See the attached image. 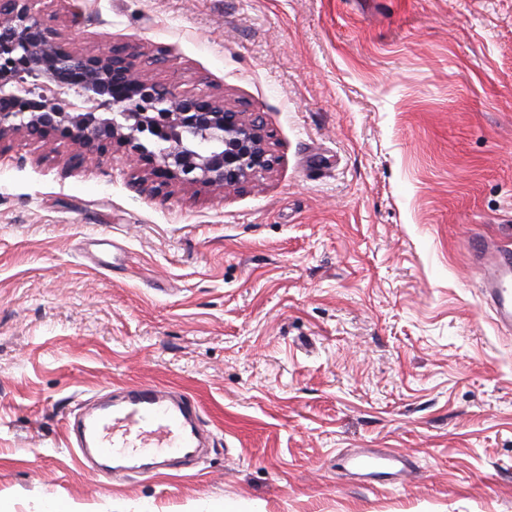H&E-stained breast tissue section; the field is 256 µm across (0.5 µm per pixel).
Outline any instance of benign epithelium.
Returning a JSON list of instances; mask_svg holds the SVG:
<instances>
[{
  "mask_svg": "<svg viewBox=\"0 0 512 512\" xmlns=\"http://www.w3.org/2000/svg\"><path fill=\"white\" fill-rule=\"evenodd\" d=\"M38 2L0 0V141L20 131L66 139L81 163L122 148L158 189L179 183L226 190L274 167L259 119L206 91L163 86L130 46L100 54L73 47L35 9ZM56 86L75 98H58Z\"/></svg>",
  "mask_w": 512,
  "mask_h": 512,
  "instance_id": "benign-epithelium-1",
  "label": "benign epithelium"
}]
</instances>
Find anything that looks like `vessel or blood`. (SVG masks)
I'll return each instance as SVG.
<instances>
[{"instance_id": "1", "label": "vessel or blood", "mask_w": 512, "mask_h": 512, "mask_svg": "<svg viewBox=\"0 0 512 512\" xmlns=\"http://www.w3.org/2000/svg\"><path fill=\"white\" fill-rule=\"evenodd\" d=\"M483 267V288L500 326L512 327V251L476 238L470 244ZM71 449L95 476L112 479L119 465L136 473L139 463L152 470L198 457L201 427L196 403L157 384L124 386L117 398L102 400L73 426ZM344 466L363 479L392 484L406 475L404 454L388 448L344 453Z\"/></svg>"}]
</instances>
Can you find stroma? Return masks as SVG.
Instances as JSON below:
<instances>
[{
  "label": "stroma",
  "mask_w": 512,
  "mask_h": 512,
  "mask_svg": "<svg viewBox=\"0 0 512 512\" xmlns=\"http://www.w3.org/2000/svg\"><path fill=\"white\" fill-rule=\"evenodd\" d=\"M78 49L261 113L248 187L155 190L121 151L0 140V512H512V0H44ZM171 386L187 471L86 474L67 420ZM396 448L406 484L340 472ZM473 255L483 267V288L501 327H512V252L489 241L475 238Z\"/></svg>",
  "instance_id": "obj_1"
}]
</instances>
